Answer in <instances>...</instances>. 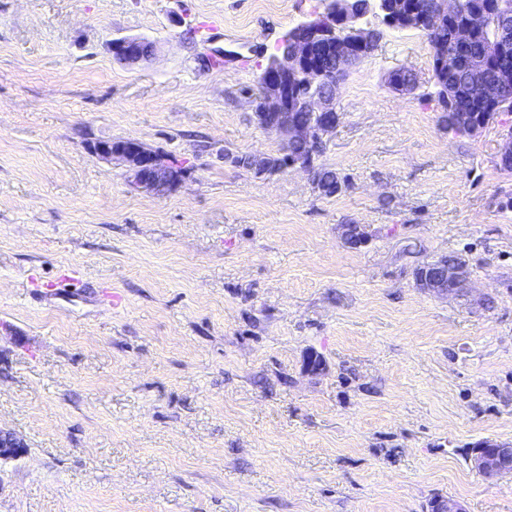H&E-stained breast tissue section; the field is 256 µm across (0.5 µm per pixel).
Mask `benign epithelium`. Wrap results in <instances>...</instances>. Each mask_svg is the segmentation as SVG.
<instances>
[{"instance_id":"obj_1","label":"benign epithelium","mask_w":512,"mask_h":512,"mask_svg":"<svg viewBox=\"0 0 512 512\" xmlns=\"http://www.w3.org/2000/svg\"><path fill=\"white\" fill-rule=\"evenodd\" d=\"M479 12L487 16L492 24L494 36L503 48L512 49V13L499 11L493 0H480ZM369 8L368 0H337L336 12L330 19L319 18L299 25L294 34L284 40L273 56L271 64L261 73V91L253 99L254 110L260 115L263 126L278 135L283 142V152L295 145H325L336 132L340 113L336 112V87L325 90H308L300 93L295 82L303 73L314 67L312 59L320 46L336 38V31L351 33V39L336 50V67L350 63L355 56L375 48L376 38L372 28L359 24ZM457 0H435L432 10L420 14L412 9H403L395 0H382L383 22L392 27H419L431 30L445 21L457 46L467 49L470 34L467 28L451 25L455 19ZM144 39L124 37L109 43L112 54L128 65H137L147 57L141 44ZM438 70L454 74L465 73L466 82L483 96V102L491 105L499 100L497 89L486 85V69L477 60H464L442 55L436 63ZM303 109L316 115L314 123H299L293 119V110ZM92 152L105 161L118 160L126 170L128 181L141 189L161 193L175 187L182 174L168 168L160 160L145 154L140 143L127 139L117 145L112 140L97 141L90 145ZM285 165L297 166L310 175L316 189L322 185L313 174L315 161L311 155L284 156ZM283 165V166H285ZM279 165L276 170L283 169ZM344 241L351 246H363L368 233L360 224H346L342 233ZM418 286L428 292L442 296H462L467 292L465 268L457 262L443 260L437 264H426L415 271ZM26 452V446L13 433L0 429V461L15 459ZM472 467L482 475L497 480L512 474V445L485 442L481 450L470 457Z\"/></svg>"}]
</instances>
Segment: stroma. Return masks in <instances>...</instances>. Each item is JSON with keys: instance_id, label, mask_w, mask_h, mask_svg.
<instances>
[{"instance_id": "stroma-1", "label": "stroma", "mask_w": 512, "mask_h": 512, "mask_svg": "<svg viewBox=\"0 0 512 512\" xmlns=\"http://www.w3.org/2000/svg\"><path fill=\"white\" fill-rule=\"evenodd\" d=\"M322 10L0 0V427L26 445L0 512H512V474L470 463L512 443V112L448 134L427 42L389 29L336 89L321 161L347 190L224 161L279 150L251 95ZM126 36L156 56L120 62ZM400 68L417 90L388 85ZM128 138L181 184L136 188L90 150ZM451 252L467 296L418 288ZM147 41L143 38L139 37H124V38H118L113 39L109 43V49L112 52V54L119 59L120 61L124 62L128 65H137L143 61L149 60L151 57H153L156 53L157 46L153 42V50L152 55L144 56L141 49V44Z\"/></svg>"}]
</instances>
